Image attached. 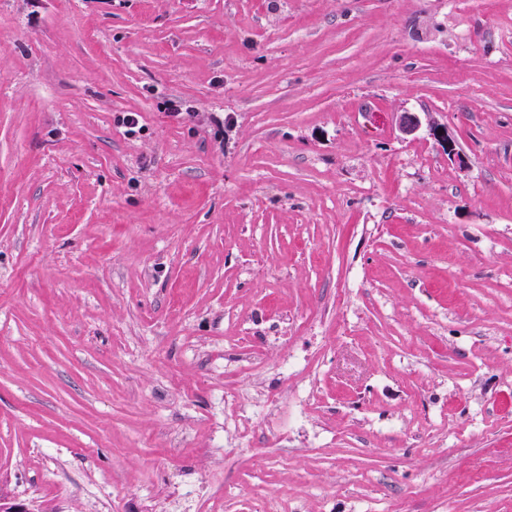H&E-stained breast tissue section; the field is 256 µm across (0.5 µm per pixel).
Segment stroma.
Instances as JSON below:
<instances>
[{"instance_id":"35a3bbf8","label":"stroma","mask_w":512,"mask_h":512,"mask_svg":"<svg viewBox=\"0 0 512 512\" xmlns=\"http://www.w3.org/2000/svg\"><path fill=\"white\" fill-rule=\"evenodd\" d=\"M0 495L512 512V0H0Z\"/></svg>"}]
</instances>
